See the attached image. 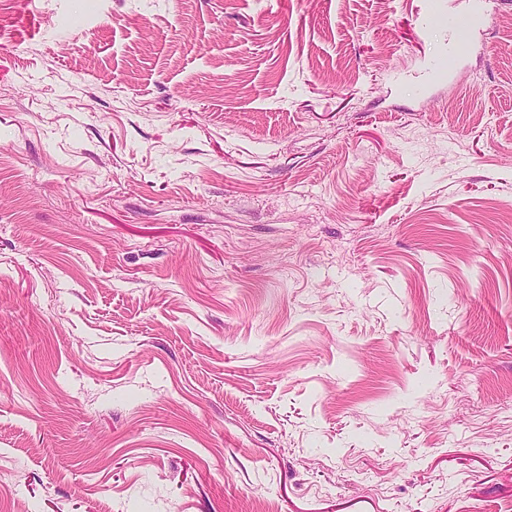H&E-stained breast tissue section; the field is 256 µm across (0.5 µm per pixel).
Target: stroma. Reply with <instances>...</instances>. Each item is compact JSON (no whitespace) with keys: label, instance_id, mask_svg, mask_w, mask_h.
Listing matches in <instances>:
<instances>
[{"label":"stroma","instance_id":"1","mask_svg":"<svg viewBox=\"0 0 512 512\" xmlns=\"http://www.w3.org/2000/svg\"><path fill=\"white\" fill-rule=\"evenodd\" d=\"M0 0V485L25 512H512V0ZM415 9L416 35L420 42H427L431 28L436 21H442L448 29L453 50L448 57L437 59L431 72L444 75L451 69L459 49H465L472 43L473 35L483 25L476 1L471 0H418ZM457 2H465L463 9H457ZM448 4V6H447Z\"/></svg>","mask_w":512,"mask_h":512}]
</instances>
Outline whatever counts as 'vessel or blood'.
<instances>
[{
  "instance_id": "vessel-or-blood-1",
  "label": "vessel or blood",
  "mask_w": 512,
  "mask_h": 512,
  "mask_svg": "<svg viewBox=\"0 0 512 512\" xmlns=\"http://www.w3.org/2000/svg\"><path fill=\"white\" fill-rule=\"evenodd\" d=\"M457 0H418L415 9L416 35L420 42H427L435 22H443L448 30L454 52L438 59L432 66L437 74H445L455 63L456 50L468 47L473 35L483 24L475 0H467L464 8H457Z\"/></svg>"
}]
</instances>
